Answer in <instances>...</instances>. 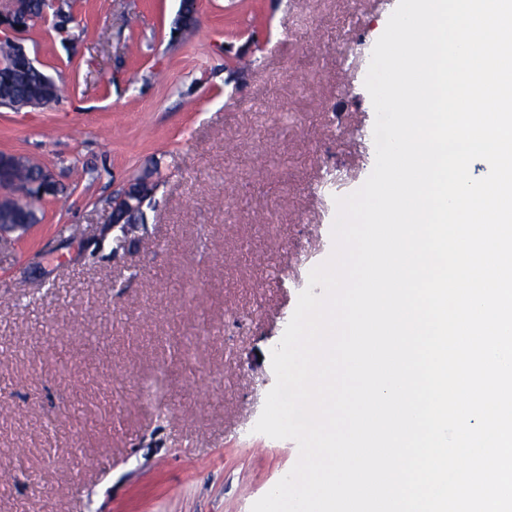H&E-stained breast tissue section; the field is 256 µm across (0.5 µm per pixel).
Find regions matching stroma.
I'll return each instance as SVG.
<instances>
[{
  "label": "stroma",
  "mask_w": 512,
  "mask_h": 512,
  "mask_svg": "<svg viewBox=\"0 0 512 512\" xmlns=\"http://www.w3.org/2000/svg\"><path fill=\"white\" fill-rule=\"evenodd\" d=\"M59 3L67 29L12 37L61 97L0 109V153L59 188L0 237V512H251L299 457L254 426L335 200L374 168L366 59L398 0H198L186 43L180 0ZM149 170L117 240L112 199ZM198 14V1L197 0H182L180 9L173 20V32L183 35L186 29H191L197 26ZM195 29H191L184 36L187 41L193 34Z\"/></svg>",
  "instance_id": "obj_1"
}]
</instances>
